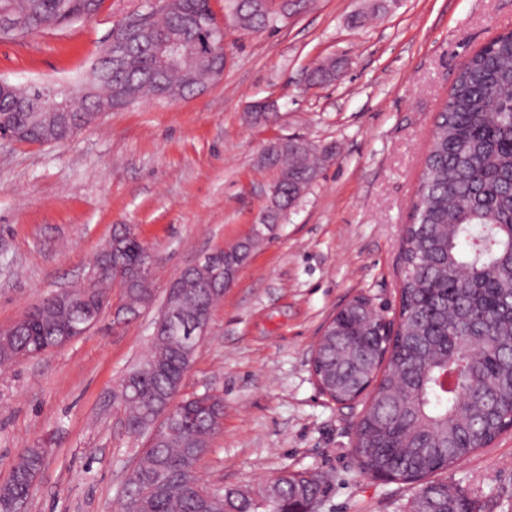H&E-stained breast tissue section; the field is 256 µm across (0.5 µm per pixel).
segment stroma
I'll return each instance as SVG.
<instances>
[{
  "label": "stroma",
  "mask_w": 512,
  "mask_h": 512,
  "mask_svg": "<svg viewBox=\"0 0 512 512\" xmlns=\"http://www.w3.org/2000/svg\"><path fill=\"white\" fill-rule=\"evenodd\" d=\"M288 0L274 28L241 30L224 0V78L200 94L105 114L63 143L0 142V327L82 284L120 225L153 253L157 301L176 273L248 236L275 170L265 146L328 150L321 174L239 270L182 386L224 397L223 425L198 465L209 487L252 492L282 471L330 484L316 512H405L411 489L359 468L354 426L311 370L320 329L358 294L394 317L403 230L435 118L460 65L512 29V0ZM141 0H104L84 23L0 40V77L68 84ZM343 67L313 87L315 63ZM276 116L254 120L253 102ZM158 309L123 323L103 313L71 344L0 371V482L22 448L46 447L27 512H120L147 446L114 406L116 382L147 354ZM481 512H512V432L443 473Z\"/></svg>",
  "instance_id": "obj_1"
}]
</instances>
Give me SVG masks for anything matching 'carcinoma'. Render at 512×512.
<instances>
[{
	"label": "carcinoma",
	"instance_id": "obj_1",
	"mask_svg": "<svg viewBox=\"0 0 512 512\" xmlns=\"http://www.w3.org/2000/svg\"><path fill=\"white\" fill-rule=\"evenodd\" d=\"M102 0H0V13H24L27 32L88 21ZM238 26L260 31L274 26L270 0H225ZM129 38L126 20L112 28V53L122 64L109 67L104 52L90 66L97 96H83L86 77L71 85L34 82L30 97L49 107L63 98L71 111L55 127L38 126L32 113L0 97V117L25 130L23 142L68 139L87 124L91 111L112 100L119 109L143 101H169L196 92L177 70L160 66L153 45L172 33L219 42L221 35L209 0H171L165 11ZM336 79V63L310 71L313 85ZM263 166L278 173L277 194L269 199L265 223L274 225L316 180L319 159L296 142L268 148ZM118 249L101 251L87 285L69 304L47 296L26 318L0 333V368L25 351L54 348L65 327L85 315L101 314L120 284L121 316L154 302L152 281L136 274L147 246L132 228L114 231ZM259 239H245L224 250L216 275L189 272L166 291L192 319L212 312L224 295V278H235ZM398 325L372 300L356 296L329 320L316 344L315 369L322 389L341 403L354 402L373 386V396L356 424L354 449L361 471L371 477L412 486L408 512H480L466 490L430 476L446 471L512 428V31L476 51L459 70L437 115L431 147L412 204L411 223L401 249ZM187 351L181 336H155L146 357L123 375L127 429L150 434L162 400L178 396ZM224 416V403L209 411L192 397L179 401L171 428L146 449L127 488L139 512H257L249 491L208 488L196 468L209 450ZM44 449L24 448L10 477L0 484V512L28 501ZM261 497L277 512H308L322 495L313 476L280 475Z\"/></svg>",
	"mask_w": 512,
	"mask_h": 512
}]
</instances>
